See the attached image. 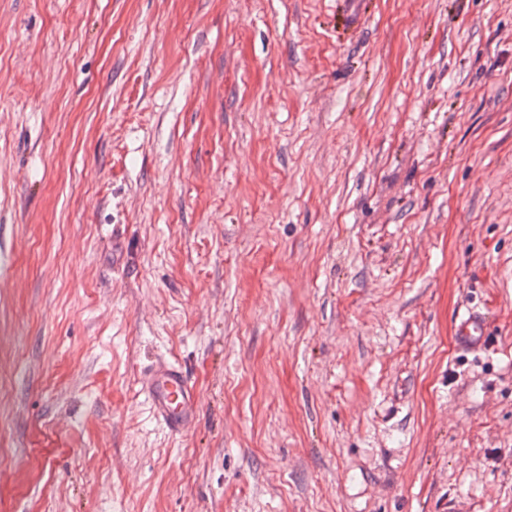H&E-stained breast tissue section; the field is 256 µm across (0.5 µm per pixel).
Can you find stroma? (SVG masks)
Wrapping results in <instances>:
<instances>
[{
  "mask_svg": "<svg viewBox=\"0 0 512 512\" xmlns=\"http://www.w3.org/2000/svg\"><path fill=\"white\" fill-rule=\"evenodd\" d=\"M344 11L0 0V512H512V0ZM455 337L461 346L482 345L489 339L485 331V321L471 314L460 321ZM141 386L153 416L171 434H181L197 419L198 397L181 365L156 360L142 373Z\"/></svg>",
  "mask_w": 512,
  "mask_h": 512,
  "instance_id": "1",
  "label": "stroma"
}]
</instances>
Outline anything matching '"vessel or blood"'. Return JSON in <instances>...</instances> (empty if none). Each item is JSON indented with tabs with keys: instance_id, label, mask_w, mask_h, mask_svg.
Instances as JSON below:
<instances>
[{
	"instance_id": "obj_1",
	"label": "vessel or blood",
	"mask_w": 512,
	"mask_h": 512,
	"mask_svg": "<svg viewBox=\"0 0 512 512\" xmlns=\"http://www.w3.org/2000/svg\"><path fill=\"white\" fill-rule=\"evenodd\" d=\"M455 337L462 346L487 343L484 320L474 315L462 319ZM141 386L153 416L171 434L184 432L196 420L198 397L181 365L166 359L156 360L143 372Z\"/></svg>"
}]
</instances>
